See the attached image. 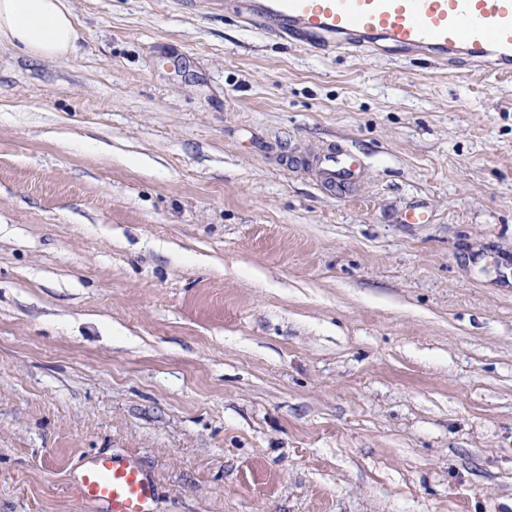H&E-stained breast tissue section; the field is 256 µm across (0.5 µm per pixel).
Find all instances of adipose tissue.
Returning <instances> with one entry per match:
<instances>
[{"label":"adipose tissue","mask_w":512,"mask_h":512,"mask_svg":"<svg viewBox=\"0 0 512 512\" xmlns=\"http://www.w3.org/2000/svg\"><path fill=\"white\" fill-rule=\"evenodd\" d=\"M80 40L63 0H0V42L51 60L77 55Z\"/></svg>","instance_id":"obj_1"}]
</instances>
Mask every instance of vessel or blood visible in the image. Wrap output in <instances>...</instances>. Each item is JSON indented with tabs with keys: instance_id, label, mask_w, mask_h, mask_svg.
Returning a JSON list of instances; mask_svg holds the SVG:
<instances>
[{
	"instance_id": "vessel-or-blood-1",
	"label": "vessel or blood",
	"mask_w": 512,
	"mask_h": 512,
	"mask_svg": "<svg viewBox=\"0 0 512 512\" xmlns=\"http://www.w3.org/2000/svg\"><path fill=\"white\" fill-rule=\"evenodd\" d=\"M225 10L306 50L382 51L512 73V0H225ZM316 166L329 186L348 185L359 167L344 153ZM79 495L106 512H152L155 484L133 460L88 458Z\"/></svg>"
}]
</instances>
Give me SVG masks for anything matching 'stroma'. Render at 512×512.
<instances>
[{"label":"stroma","mask_w":512,"mask_h":512,"mask_svg":"<svg viewBox=\"0 0 512 512\" xmlns=\"http://www.w3.org/2000/svg\"><path fill=\"white\" fill-rule=\"evenodd\" d=\"M65 4L77 56L0 44V512H104L95 454L152 512H512V76ZM316 166L321 178L330 187L354 182L359 172L356 160L345 153L325 154L317 159ZM75 485L83 499L103 504L106 512H152L154 481L134 460L90 457Z\"/></svg>","instance_id":"obj_1"}]
</instances>
